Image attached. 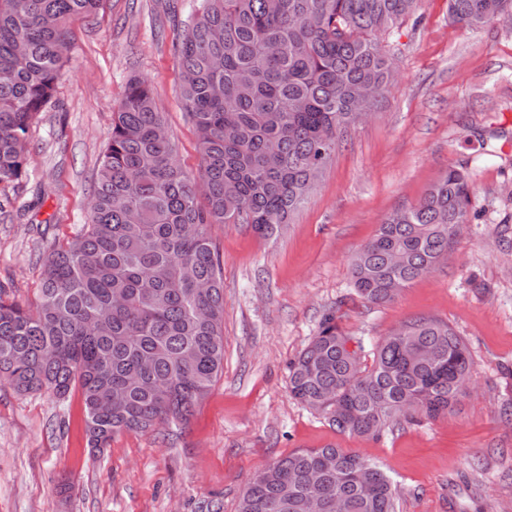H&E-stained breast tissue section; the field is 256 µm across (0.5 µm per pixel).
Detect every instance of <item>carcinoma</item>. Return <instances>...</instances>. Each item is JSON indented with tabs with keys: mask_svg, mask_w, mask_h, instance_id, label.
Masks as SVG:
<instances>
[{
	"mask_svg": "<svg viewBox=\"0 0 512 512\" xmlns=\"http://www.w3.org/2000/svg\"><path fill=\"white\" fill-rule=\"evenodd\" d=\"M103 0H0V185L26 176L30 126L54 96L71 25ZM419 0H201L175 38L179 95L201 163L187 172L150 84L129 79L97 169L90 222L50 251L34 305L0 296V381L59 398L74 388L89 447L184 424L224 371V275L210 224L271 238L306 202L368 88L396 72L381 39ZM512 15V0H448L465 27ZM467 173L450 167L414 205L385 218L352 261L354 288L380 306L432 272L468 222ZM328 313L288 366L291 396L336 432L381 439L448 412L471 374L445 321L411 319L360 364ZM396 512L398 488L374 461L327 445L258 470L237 512Z\"/></svg>",
	"mask_w": 512,
	"mask_h": 512,
	"instance_id": "cac0c4a2",
	"label": "carcinoma"
}]
</instances>
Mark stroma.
Here are the masks:
<instances>
[{
    "label": "stroma",
    "mask_w": 512,
    "mask_h": 512,
    "mask_svg": "<svg viewBox=\"0 0 512 512\" xmlns=\"http://www.w3.org/2000/svg\"><path fill=\"white\" fill-rule=\"evenodd\" d=\"M198 0H104L74 22L55 97L28 138V177L0 185V292L34 303L42 260L89 222L92 177L128 79L151 83L177 157L197 172L195 130L172 44ZM383 44L399 73L344 133L278 237L242 224L208 233L224 268V372L187 426L116 436L91 453L79 393L16 394L0 382V512H237L250 477L302 448L369 457L399 512H512V22L467 28L420 0ZM471 187L467 224L430 274L365 304L355 253L448 167ZM336 313L373 348L421 316L448 322L472 357L448 414L381 440L351 438L288 391V364Z\"/></svg>",
    "instance_id": "stroma-1"
}]
</instances>
